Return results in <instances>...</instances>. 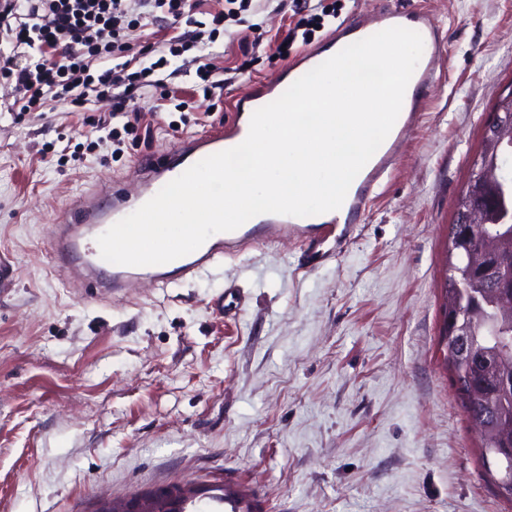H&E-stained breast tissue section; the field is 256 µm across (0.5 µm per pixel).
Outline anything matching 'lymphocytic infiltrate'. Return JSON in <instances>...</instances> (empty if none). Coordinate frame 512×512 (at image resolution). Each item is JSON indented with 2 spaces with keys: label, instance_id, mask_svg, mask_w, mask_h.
<instances>
[{
  "label": "lymphocytic infiltrate",
  "instance_id": "f902f5d3",
  "mask_svg": "<svg viewBox=\"0 0 512 512\" xmlns=\"http://www.w3.org/2000/svg\"><path fill=\"white\" fill-rule=\"evenodd\" d=\"M248 5L249 0H239L234 10L224 0H0V20L12 24L0 45V81L14 86L23 112L50 100L79 109L92 93L110 99L109 117L98 127L114 140L119 130L110 128V120L123 119L127 130L141 123L142 114L131 103L134 91L150 87L160 91L162 100H171L161 76L169 57L211 47L220 27ZM292 11L295 23L272 34L262 19L243 29V40L268 43L275 57L285 60L339 16L335 0H292ZM159 16L170 34L167 55L131 69L129 31ZM186 22L202 28L184 37L180 28Z\"/></svg>",
  "mask_w": 512,
  "mask_h": 512
}]
</instances>
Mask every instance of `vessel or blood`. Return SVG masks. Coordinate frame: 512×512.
I'll use <instances>...</instances> for the list:
<instances>
[{"label":"vessel or blood","instance_id":"vessel-or-blood-1","mask_svg":"<svg viewBox=\"0 0 512 512\" xmlns=\"http://www.w3.org/2000/svg\"><path fill=\"white\" fill-rule=\"evenodd\" d=\"M392 26L417 31L424 42L422 56L413 73V91L405 112L371 160L353 180L347 193L342 220L356 223L396 161V149L404 142L405 133L413 122L414 112L420 111L427 89L433 82L437 57L438 27L429 13L409 8H381L353 20L339 23L331 35L333 42L350 44ZM323 54L311 51L295 59L283 75L281 83L295 80L324 62ZM245 138L242 118L235 120L216 135L196 134L181 139L173 150L175 160L167 165L141 163L135 165L131 178L136 190L127 193L109 186L72 199L67 211L52 231V250L63 261V275L71 287L81 293L105 296L130 292L145 280L163 284L170 279L199 276L212 264L237 248L254 242L256 233L266 238L302 233L301 218L288 215H267L260 228L240 226L231 232L212 235L194 252L171 262L153 266H123L102 259L96 239L111 225L135 211L153 197L166 183L207 156L240 144ZM260 504L245 489L233 482L224 484L225 512H258Z\"/></svg>","mask_w":512,"mask_h":512}]
</instances>
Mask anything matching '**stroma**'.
Masks as SVG:
<instances>
[{
	"label": "stroma",
	"instance_id": "obj_1",
	"mask_svg": "<svg viewBox=\"0 0 512 512\" xmlns=\"http://www.w3.org/2000/svg\"><path fill=\"white\" fill-rule=\"evenodd\" d=\"M440 27L434 82L398 163L343 235L258 242L200 276L92 300L67 288L52 229L68 199L219 131L284 60L218 34L246 65L218 105L195 51L165 69L188 110L150 139H101L107 101L13 112L0 86V512L230 478L266 512H512L483 475L440 345L448 226L485 123L512 84V0H395ZM224 295V312L212 300ZM211 64L204 63L197 68V76L201 80L200 83L195 85V91L197 93L202 92L204 98H213L216 94V89H219L220 93L224 88L226 79L215 80L217 77L216 69Z\"/></svg>",
	"mask_w": 512,
	"mask_h": 512
}]
</instances>
